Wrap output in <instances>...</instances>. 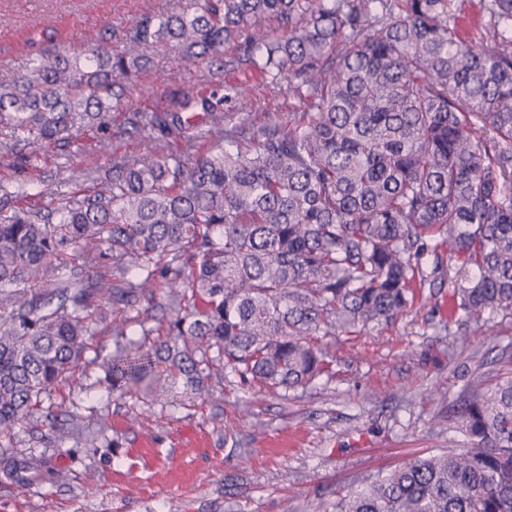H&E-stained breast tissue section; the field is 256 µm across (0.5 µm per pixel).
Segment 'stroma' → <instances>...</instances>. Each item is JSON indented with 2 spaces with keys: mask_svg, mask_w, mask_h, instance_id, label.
Here are the masks:
<instances>
[{
  "mask_svg": "<svg viewBox=\"0 0 512 512\" xmlns=\"http://www.w3.org/2000/svg\"><path fill=\"white\" fill-rule=\"evenodd\" d=\"M190 0H0V82L19 76L51 46L82 53L104 36L120 42L147 15L186 10ZM193 68L176 44L150 49L149 68L134 78L126 102L103 128L70 146L30 144L23 158L0 154V178L24 183L22 204L45 203L46 189L74 190L94 167L91 145L111 138L118 154L150 149L124 134L129 111H150L174 92L210 94L244 88L257 122L296 105L275 95L260 73ZM115 353L109 323L97 325L69 378L15 428V453L49 458L65 479L24 487L0 481V512H309L360 488L406 458L467 445L457 431L471 382L493 386L512 375V309L464 315L453 288H422L408 315L390 325L340 334L330 373L288 396H255L233 382L194 405L145 407L136 389H112L106 364ZM81 430L64 434L71 414ZM116 445L108 453V445Z\"/></svg>",
  "mask_w": 512,
  "mask_h": 512,
  "instance_id": "obj_1",
  "label": "stroma"
}]
</instances>
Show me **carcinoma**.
<instances>
[{
	"instance_id": "1",
	"label": "carcinoma",
	"mask_w": 512,
	"mask_h": 512,
	"mask_svg": "<svg viewBox=\"0 0 512 512\" xmlns=\"http://www.w3.org/2000/svg\"><path fill=\"white\" fill-rule=\"evenodd\" d=\"M488 13L473 40L454 0H194L119 48L56 47L0 83V123L64 145L103 126L124 98L117 78L169 43L188 66L237 43L226 64L274 89L286 79L299 99L257 124L242 91L223 94L202 103L205 128L131 110L126 123L165 151L114 159L39 209L0 184V439L109 319L114 389L203 400L230 377L262 395L308 386L328 374L323 337L408 311L436 235L465 314L512 308V0ZM233 97L240 110L224 111ZM160 288L177 303L166 321L150 312ZM459 427L467 447L408 458L333 512H512V378L476 392ZM0 473L18 487L62 479L2 442Z\"/></svg>"
}]
</instances>
